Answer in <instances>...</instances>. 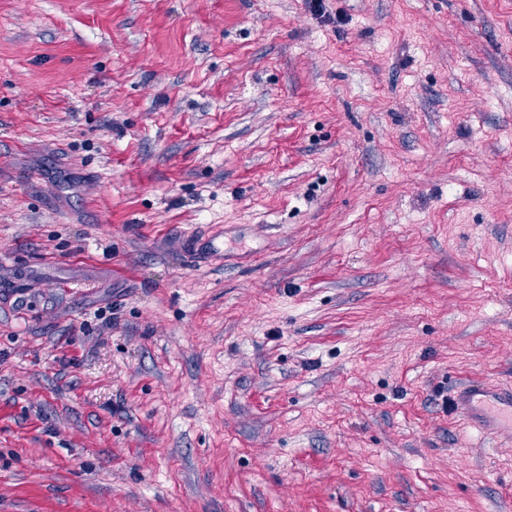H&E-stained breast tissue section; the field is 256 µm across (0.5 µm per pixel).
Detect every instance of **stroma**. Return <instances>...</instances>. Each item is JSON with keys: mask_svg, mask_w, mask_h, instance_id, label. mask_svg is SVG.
Segmentation results:
<instances>
[{"mask_svg": "<svg viewBox=\"0 0 512 512\" xmlns=\"http://www.w3.org/2000/svg\"><path fill=\"white\" fill-rule=\"evenodd\" d=\"M512 0H0V512H512ZM454 404L477 430L512 440V387L470 381L457 389Z\"/></svg>", "mask_w": 512, "mask_h": 512, "instance_id": "35a3bbf8", "label": "stroma"}]
</instances>
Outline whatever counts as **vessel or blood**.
Listing matches in <instances>:
<instances>
[{
	"instance_id": "b4317fda",
	"label": "vessel or blood",
	"mask_w": 512,
	"mask_h": 512,
	"mask_svg": "<svg viewBox=\"0 0 512 512\" xmlns=\"http://www.w3.org/2000/svg\"><path fill=\"white\" fill-rule=\"evenodd\" d=\"M454 404L477 430L512 440V387L502 388L471 381L457 389Z\"/></svg>"
}]
</instances>
